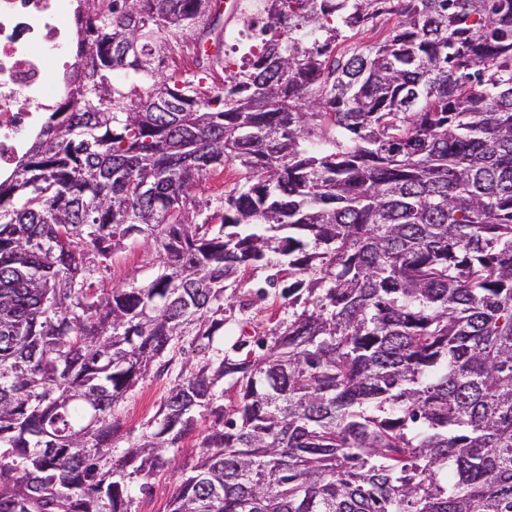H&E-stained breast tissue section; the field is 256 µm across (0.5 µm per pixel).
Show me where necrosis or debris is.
<instances>
[{"instance_id":"4bbe7bcc","label":"necrosis or debris","mask_w":512,"mask_h":512,"mask_svg":"<svg viewBox=\"0 0 512 512\" xmlns=\"http://www.w3.org/2000/svg\"><path fill=\"white\" fill-rule=\"evenodd\" d=\"M70 0H0V171L13 169L41 111L63 92L50 70L68 71Z\"/></svg>"}]
</instances>
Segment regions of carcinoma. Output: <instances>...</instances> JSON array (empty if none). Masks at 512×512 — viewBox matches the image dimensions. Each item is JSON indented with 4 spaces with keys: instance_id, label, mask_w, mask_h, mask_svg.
Returning <instances> with one entry per match:
<instances>
[{
    "instance_id": "carcinoma-1",
    "label": "carcinoma",
    "mask_w": 512,
    "mask_h": 512,
    "mask_svg": "<svg viewBox=\"0 0 512 512\" xmlns=\"http://www.w3.org/2000/svg\"><path fill=\"white\" fill-rule=\"evenodd\" d=\"M222 8L78 0L64 103L0 176V512H132L203 411L168 512H512V0H236L243 49ZM130 238L161 272L92 291ZM267 268L283 317L214 350ZM236 177L237 175L234 169L224 170V174H213L198 183L193 189L192 194L197 200L204 201L206 199H212L231 190L236 181ZM188 355H177L178 360L170 367L169 372L157 373V365L145 380L140 381L125 399L114 409V419L120 427L124 439L119 441L121 448L114 449L115 456H121L128 441H133L149 430L160 404L167 395L170 382L179 371L182 360ZM129 439V440H127Z\"/></svg>"
}]
</instances>
